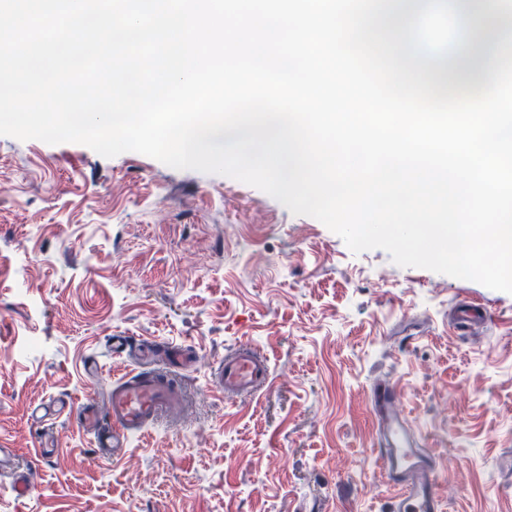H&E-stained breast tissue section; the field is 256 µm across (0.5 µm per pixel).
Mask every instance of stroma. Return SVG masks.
Here are the masks:
<instances>
[{"instance_id": "1", "label": "stroma", "mask_w": 512, "mask_h": 512, "mask_svg": "<svg viewBox=\"0 0 512 512\" xmlns=\"http://www.w3.org/2000/svg\"><path fill=\"white\" fill-rule=\"evenodd\" d=\"M463 302L492 321L457 331ZM114 335L195 362L184 405L103 462L77 417L35 411L105 405ZM246 343L271 381L225 397L213 370ZM385 384L440 461L446 512H512V294L353 253L228 176L0 136V446L34 476L21 497L0 474V512H388Z\"/></svg>"}]
</instances>
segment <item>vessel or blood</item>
Listing matches in <instances>:
<instances>
[{
    "label": "vessel or blood",
    "mask_w": 512,
    "mask_h": 512,
    "mask_svg": "<svg viewBox=\"0 0 512 512\" xmlns=\"http://www.w3.org/2000/svg\"><path fill=\"white\" fill-rule=\"evenodd\" d=\"M139 353L144 369L114 376L105 412H98L90 401L68 405L81 425L96 433L98 457L105 462L121 455L132 437L144 435L182 400L176 372L191 363L185 350L161 342L140 346ZM270 378L267 357L247 344L226 354L214 372L216 385L230 398L257 391ZM396 399L390 387L375 390L372 396L382 475L397 490L390 512H443L437 489L439 461L409 429Z\"/></svg>",
    "instance_id": "vessel-or-blood-1"
}]
</instances>
